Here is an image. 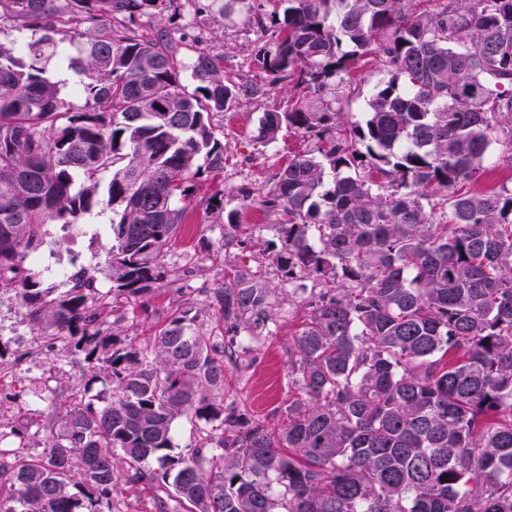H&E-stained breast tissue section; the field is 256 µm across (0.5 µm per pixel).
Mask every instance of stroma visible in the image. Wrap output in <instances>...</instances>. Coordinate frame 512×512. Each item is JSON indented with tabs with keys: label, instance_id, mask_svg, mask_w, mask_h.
Returning a JSON list of instances; mask_svg holds the SVG:
<instances>
[{
	"label": "stroma",
	"instance_id": "stroma-1",
	"mask_svg": "<svg viewBox=\"0 0 512 512\" xmlns=\"http://www.w3.org/2000/svg\"><path fill=\"white\" fill-rule=\"evenodd\" d=\"M201 4V10L194 12L184 7L183 0H164L159 8L137 17L133 29L140 35L165 29L179 42L182 54L206 49L222 57L226 71L253 76L256 28L247 26L239 12L225 13L224 0H201ZM384 76L376 62L364 60L357 65L336 104L343 123L364 122L369 96ZM298 92V87L287 83L271 96L243 99L232 111L211 113L209 122L224 146V170L195 180L178 237L163 251L161 264L169 280L136 295L118 291L107 254L112 213L98 205L68 227L48 224L42 248L45 283L55 282L58 268L93 279L90 297L101 309L117 349L145 346L171 313L182 307L197 314L204 335H214L212 290L233 270H248L256 282L275 289L278 298L269 333L258 341L244 332L234 337V355L224 363L223 392L225 409L235 411L243 421H258L272 429L283 423L293 388L289 348L316 283L307 280L300 289L289 288L274 259L280 247L278 215L257 208L242 210L238 204L246 196H264L274 174L294 155L316 151L315 133L287 126L272 145L265 147L256 140L265 112L286 110ZM217 194L223 199L218 209L210 204L211 196ZM234 209L239 212L238 223L251 230L243 244L224 241L227 214ZM2 368L13 372L7 391L15 400L16 434L1 440L0 446L18 453L43 444L57 423L58 409L106 398L112 390L111 379L95 376L82 353L32 325L14 285L5 282L0 283Z\"/></svg>",
	"mask_w": 512,
	"mask_h": 512
}]
</instances>
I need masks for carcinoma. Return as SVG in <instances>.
Segmentation results:
<instances>
[{
    "label": "carcinoma",
    "instance_id": "carcinoma-1",
    "mask_svg": "<svg viewBox=\"0 0 512 512\" xmlns=\"http://www.w3.org/2000/svg\"><path fill=\"white\" fill-rule=\"evenodd\" d=\"M162 2L0 0L39 34L0 44V275L113 382L107 403L65 409L44 448L0 464V512H99L118 462L167 494L158 512L172 498L196 512H512V190L470 189L491 145L512 155V0H282V15L255 18L256 79L203 50L184 61L162 28L136 35ZM372 53L388 78L365 122L343 124L336 96ZM57 55L81 76V112L46 77ZM293 76L311 96L264 113L257 141L286 124L326 143L240 204L283 217L278 267L320 285L291 346L297 394L272 430L216 403L224 355L188 311L146 348L112 352L83 282L60 292L21 263L45 224L91 212L107 170L112 281L145 289L189 183L224 171L209 113ZM271 294L240 271L224 279L218 324L263 335ZM184 416L219 426L175 457Z\"/></svg>",
    "mask_w": 512,
    "mask_h": 512
}]
</instances>
